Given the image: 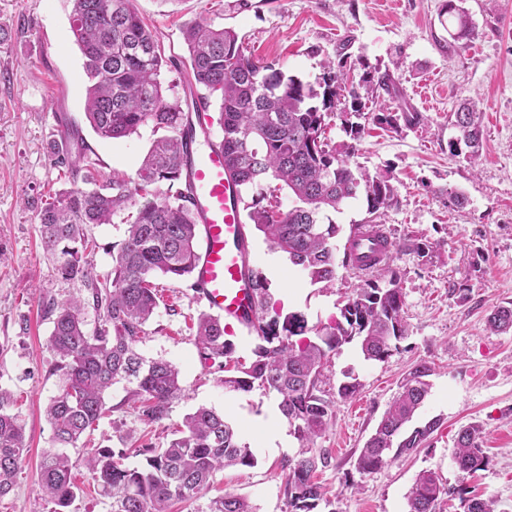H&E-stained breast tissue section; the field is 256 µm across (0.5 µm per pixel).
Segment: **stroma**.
I'll use <instances>...</instances> for the list:
<instances>
[{
  "label": "stroma",
  "mask_w": 512,
  "mask_h": 512,
  "mask_svg": "<svg viewBox=\"0 0 512 512\" xmlns=\"http://www.w3.org/2000/svg\"><path fill=\"white\" fill-rule=\"evenodd\" d=\"M155 32L175 68L165 78L184 111H191L186 27L207 20L233 29L247 55L277 61L289 74L312 82L325 59L350 42L353 78L365 66L391 70L401 99L390 111L411 110L420 121L394 131L368 125L353 158L369 172L391 175L397 201L381 222L401 245L393 267L404 298L408 335L383 362L363 360L356 344L331 358L334 382L354 375L356 395L335 398L330 427L317 441L331 464L317 480L337 498L339 512H407V496L420 471H435L449 486L464 485L492 497L497 512H512V333H495L488 317L512 303V0H465L477 33L467 45L441 49L448 38L443 0H131ZM71 0H0V388L11 393L12 413L25 428L26 461L15 485L0 499V512H36L42 503V454L51 446L46 418L49 401L65 384L46 347L52 330L41 313L43 300L81 295L79 285L58 281L54 262L40 245L37 211L30 200L45 201L65 188L48 153L61 131V118L78 124L87 164L101 173L134 174L155 138L151 126L124 138L97 137L84 118V58L74 41ZM482 113L484 143L479 156L454 157L448 140L450 116L469 99ZM467 201L453 205L452 192ZM121 218L92 224L86 232L98 248L93 276L112 271V248L125 237ZM260 272L269 281L271 306L299 311L309 323L337 315V306L358 280L340 269L333 288L309 279L288 258L269 250L258 231H250ZM428 242L416 252L414 240ZM163 299L139 343L148 357H162L181 371L182 396L166 424L141 425L124 384L104 394L105 413L89 446L68 449L79 487L70 512H110V502L89 483L84 466L90 448L110 437L112 425L139 428L144 442L164 447L170 426L182 424L198 407L215 409L233 424L260 416L278 404L276 392L254 388L226 391L218 373L204 366L194 343L193 324L204 306L189 281L156 276ZM432 373L430 394L414 422L441 419L425 446L388 455L371 474H360L354 460L374 432L399 385L418 362ZM483 430L487 469L461 476L453 462L455 438L468 425ZM299 448L296 438L271 451L255 447L257 462L218 473L210 496H242L255 512H287L283 466Z\"/></svg>",
  "instance_id": "obj_1"
}]
</instances>
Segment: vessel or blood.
I'll use <instances>...</instances> for the list:
<instances>
[{"mask_svg":"<svg viewBox=\"0 0 512 512\" xmlns=\"http://www.w3.org/2000/svg\"><path fill=\"white\" fill-rule=\"evenodd\" d=\"M213 118L205 105L194 116L206 147L190 141L187 178L199 222L201 248L195 266L197 298L223 317L224 325L248 334L257 309L253 283L259 272L247 233L239 187L224 170V149L211 138Z\"/></svg>","mask_w":512,"mask_h":512,"instance_id":"b4317fda","label":"vessel or blood"}]
</instances>
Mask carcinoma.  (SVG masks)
I'll return each mask as SVG.
<instances>
[{"mask_svg":"<svg viewBox=\"0 0 512 512\" xmlns=\"http://www.w3.org/2000/svg\"><path fill=\"white\" fill-rule=\"evenodd\" d=\"M444 12L454 20L449 33L455 43L467 44L476 27L463 0H445ZM72 33L84 57L89 80L85 117L95 134L117 139L143 125L163 131L144 157L135 175L112 172L101 177L83 164L82 152L71 149L76 133L70 127L49 143L56 167L71 187L55 192L38 211L43 249L55 259L57 278L79 283L81 299L44 302V315L53 324L47 347L59 358L54 369L66 382L51 399L46 416L52 430V450L43 458L40 481L52 512H67L76 498L67 448L77 447L94 429L105 411L104 393L117 383L127 386L138 419L160 424L169 418L181 397L180 372L170 361L146 358L137 344L160 302L153 277L192 275L198 259V224L192 208L191 186L185 180L188 137L192 121L178 98L165 96L163 72L168 65L152 30L131 6V0H73ZM191 78L205 90L204 101L219 102L221 143L226 168L240 187L246 217L261 232L270 249L284 253L303 270L311 283L329 286L336 268L355 269L360 258L344 251L337 259L336 237L341 228L327 213L349 201L366 202L367 220L350 228L348 240L369 233L388 245L387 261L367 273L328 322L309 325L301 312L270 314L271 294L263 277L255 281L259 315L249 364L227 367L234 344L226 338L224 321L202 312L195 323V344L204 364L224 373V389L249 392L259 387L277 392L280 408L300 443L298 455L285 465L288 512H336L316 481V473L331 463L327 451L315 447L332 419L333 394L349 398L359 382L335 387L327 374L331 357L342 345L357 342L364 359L383 361L392 354V342L407 336L404 300L398 275L391 265L399 245L381 225L386 209L396 202V187L386 174L374 175L351 162L365 125L372 118L397 130L419 123L417 112H364L360 90L380 97L399 94L389 72L370 70L353 83L345 75L349 44L338 51L337 62L327 61L319 81L305 83L274 61L261 62L244 52L238 34L198 21L184 32ZM344 113L343 129L350 141L340 145L326 137L331 118ZM357 121H352V118ZM480 112L471 101L453 113L455 135L448 153L468 149L478 155L482 131ZM89 185L83 189L77 182ZM295 205L281 209L282 190ZM115 216L126 223L125 238L112 252V273L100 280L89 272V255L97 248L86 235L90 224H110ZM91 307L98 326L88 331L82 311ZM496 332L512 331V305L497 307L488 318ZM431 367L420 362L404 377L397 395L374 433L354 461L361 474H371L390 451L401 455L422 447L440 427L433 418L411 426L417 410L430 393ZM11 394L0 390V498L8 495L22 469L27 448L23 425L11 413ZM481 427L471 424L456 436L453 461L458 472L469 475L488 467L481 448ZM144 463L130 466V455ZM253 448L242 441L223 415L201 406L185 417L163 448L143 444L118 451L100 446L86 459L89 478L99 495L112 500V512H168L175 501L204 497L217 473L227 467H252ZM444 495L458 496L463 512H495V500L470 494L459 485L447 487L435 472H420L407 496V512H436ZM198 512H254L241 496L226 493L209 499Z\"/></svg>","mask_w":512,"mask_h":512,"instance_id":"obj_1","label":"carcinoma"}]
</instances>
